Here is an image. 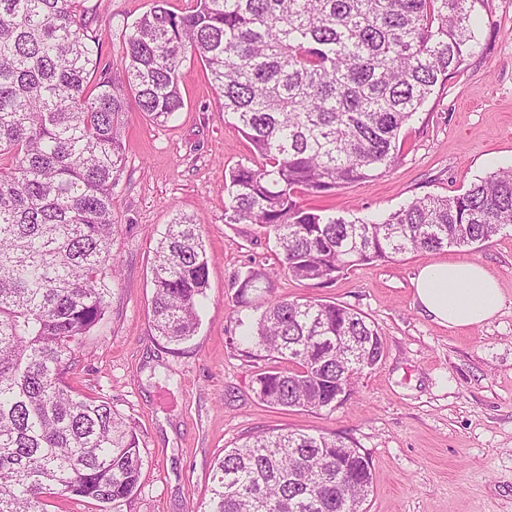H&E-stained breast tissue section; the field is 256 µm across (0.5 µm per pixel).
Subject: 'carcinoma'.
Instances as JSON below:
<instances>
[{
	"mask_svg": "<svg viewBox=\"0 0 512 512\" xmlns=\"http://www.w3.org/2000/svg\"><path fill=\"white\" fill-rule=\"evenodd\" d=\"M85 0H0V512L51 498L123 512L138 491L135 427L66 381L109 306L113 190L130 103L156 123L184 106L183 62H202L252 165L224 183V223L273 236L288 277L326 286L356 266L475 248L512 224V167L385 219L304 203L376 180L402 157V129L473 48L480 0H167L126 26L124 77L100 68ZM153 326L194 335L208 287L200 225L179 215L152 267ZM235 302L255 312L245 356L263 403L334 411L383 359L378 329L348 304L270 297L253 269ZM369 458L338 434L257 432L224 449L201 512H363Z\"/></svg>",
	"mask_w": 512,
	"mask_h": 512,
	"instance_id": "carcinoma-1",
	"label": "carcinoma"
}]
</instances>
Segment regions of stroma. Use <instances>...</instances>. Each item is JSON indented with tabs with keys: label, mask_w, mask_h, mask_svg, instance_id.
<instances>
[{
	"label": "stroma",
	"mask_w": 512,
	"mask_h": 512,
	"mask_svg": "<svg viewBox=\"0 0 512 512\" xmlns=\"http://www.w3.org/2000/svg\"><path fill=\"white\" fill-rule=\"evenodd\" d=\"M100 65L121 75L123 32L153 0H87ZM478 43L401 132L403 156L385 176L310 198L349 217L383 218L427 195H453L512 167V0L476 7ZM184 107L164 124L125 113V162L115 190L110 261L117 274L104 320L67 376L136 425L143 459L124 512H197L225 449L259 431L334 432L368 456L364 512H512V225L482 246L419 252L356 267L315 287L283 275L275 240L224 221L229 168L248 143L200 62L181 70ZM179 214L194 216L209 259L207 302L195 335L174 346L152 326L154 249ZM482 264L503 304L491 320L448 328L414 299L420 268L437 258ZM263 270L280 298L348 304L380 331L385 353L352 401L328 413L270 407L252 389L256 363L229 343L233 282Z\"/></svg>",
	"instance_id": "obj_1"
}]
</instances>
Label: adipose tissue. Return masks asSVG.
<instances>
[{
  "label": "adipose tissue",
  "mask_w": 512,
  "mask_h": 512,
  "mask_svg": "<svg viewBox=\"0 0 512 512\" xmlns=\"http://www.w3.org/2000/svg\"><path fill=\"white\" fill-rule=\"evenodd\" d=\"M414 285L421 309L447 327L481 324L494 317L503 302L498 280L474 261L443 260L424 265Z\"/></svg>",
  "instance_id": "ef3b65f1"
}]
</instances>
